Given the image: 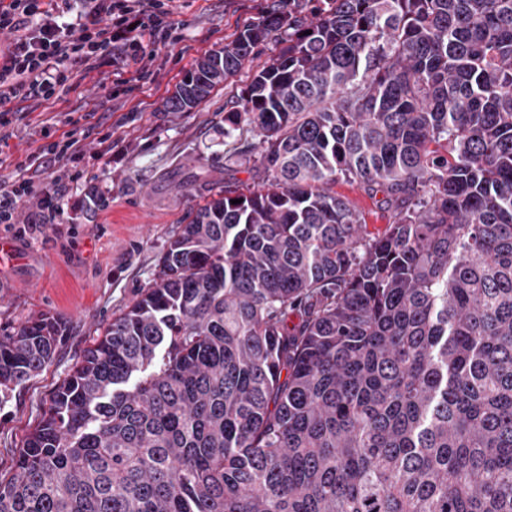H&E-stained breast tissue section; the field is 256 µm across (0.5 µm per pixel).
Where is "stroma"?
I'll list each match as a JSON object with an SVG mask.
<instances>
[{
	"mask_svg": "<svg viewBox=\"0 0 512 512\" xmlns=\"http://www.w3.org/2000/svg\"><path fill=\"white\" fill-rule=\"evenodd\" d=\"M257 7V0H185L176 17L181 42L158 48L144 37L159 77L130 95L107 98L92 76L34 112L27 101L11 102L15 135L8 152L15 160L35 150L36 130L61 125L67 113L85 111L95 98L102 101L98 118L115 126L116 143L86 180L70 182L64 164H56L58 189L84 201L77 222L51 219L37 226L15 239L16 261L0 266V334L44 314L65 324L53 363L0 407L1 474L12 471L52 392L92 339L139 298L187 212L224 183L248 181L244 166L224 158L223 89L189 112L167 113L160 106L195 59L223 46Z\"/></svg>",
	"mask_w": 512,
	"mask_h": 512,
	"instance_id": "1",
	"label": "stroma"
}]
</instances>
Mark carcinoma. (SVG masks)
Masks as SVG:
<instances>
[{
	"instance_id": "1",
	"label": "carcinoma",
	"mask_w": 512,
	"mask_h": 512,
	"mask_svg": "<svg viewBox=\"0 0 512 512\" xmlns=\"http://www.w3.org/2000/svg\"><path fill=\"white\" fill-rule=\"evenodd\" d=\"M271 43L224 102L252 183L179 224L0 512H512V0H272L164 109ZM62 332L0 336V405ZM334 189L336 194L349 199L363 213L368 231L376 233L384 230L388 224L387 214L375 205L374 200L360 184L340 181L336 183Z\"/></svg>"
}]
</instances>
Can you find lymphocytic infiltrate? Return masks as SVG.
I'll use <instances>...</instances> for the list:
<instances>
[{"instance_id":"f902f5d3","label":"lymphocytic infiltrate","mask_w":512,"mask_h":512,"mask_svg":"<svg viewBox=\"0 0 512 512\" xmlns=\"http://www.w3.org/2000/svg\"><path fill=\"white\" fill-rule=\"evenodd\" d=\"M176 0H0V33L9 42L0 49V146L13 135L8 108L16 99L39 109L62 94L77 90L93 72L116 61L115 85L126 91L156 83L157 72L144 62L143 35L175 45L182 39L173 20ZM97 101L79 117L65 121L62 133L39 131L40 143L22 161V174L11 173V161L0 156V224L14 225L18 207L48 216L76 214L81 204L65 199L55 182L35 189L25 170H48L66 160L69 179L79 182L91 165L112 151V128L94 122ZM96 143L88 151V143Z\"/></svg>"}]
</instances>
